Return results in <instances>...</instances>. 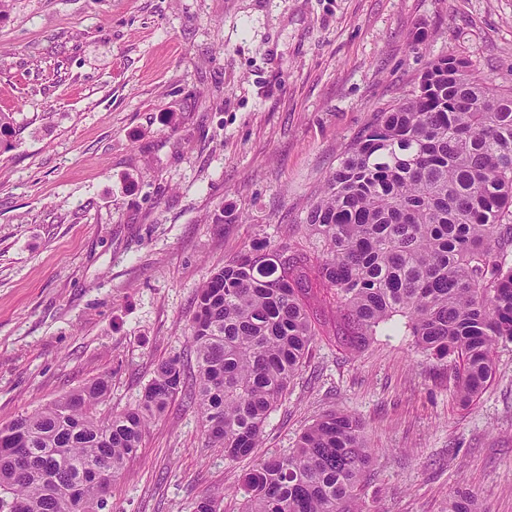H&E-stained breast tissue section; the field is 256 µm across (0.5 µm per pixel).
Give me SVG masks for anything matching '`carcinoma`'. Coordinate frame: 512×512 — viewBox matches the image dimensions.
Returning a JSON list of instances; mask_svg holds the SVG:
<instances>
[{
    "label": "carcinoma",
    "mask_w": 512,
    "mask_h": 512,
    "mask_svg": "<svg viewBox=\"0 0 512 512\" xmlns=\"http://www.w3.org/2000/svg\"><path fill=\"white\" fill-rule=\"evenodd\" d=\"M424 72L425 91L377 113L344 151L301 240L260 241L203 283L193 389L172 358L132 409L97 415L103 376L0 426V512H103L149 422L183 391L224 459L252 455L318 336L360 352L390 331L455 355L459 403L476 401L494 350L512 344V85L454 51ZM319 288L340 316L332 333L311 305ZM371 462L359 419L329 412L244 475L243 512H362ZM448 512L484 510L461 491Z\"/></svg>",
    "instance_id": "1"
}]
</instances>
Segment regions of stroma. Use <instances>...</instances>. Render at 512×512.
Here are the masks:
<instances>
[{
  "mask_svg": "<svg viewBox=\"0 0 512 512\" xmlns=\"http://www.w3.org/2000/svg\"><path fill=\"white\" fill-rule=\"evenodd\" d=\"M512 81V0H11L0 13V424L110 376L101 415L158 364L194 373L214 269L294 227L376 112L448 50ZM223 223H214V215ZM469 409L452 359L401 336L310 347L259 448L228 461L176 396L106 512H241L245 473L321 415L364 427L365 512H512V344Z\"/></svg>",
  "mask_w": 512,
  "mask_h": 512,
  "instance_id": "stroma-1",
  "label": "stroma"
}]
</instances>
